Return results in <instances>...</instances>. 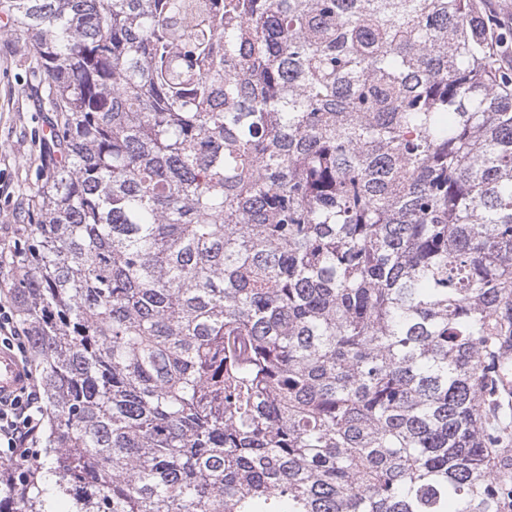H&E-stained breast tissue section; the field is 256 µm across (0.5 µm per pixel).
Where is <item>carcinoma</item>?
<instances>
[{
    "label": "carcinoma",
    "instance_id": "cac0c4a2",
    "mask_svg": "<svg viewBox=\"0 0 512 512\" xmlns=\"http://www.w3.org/2000/svg\"><path fill=\"white\" fill-rule=\"evenodd\" d=\"M57 113L0 512H512V72L477 0H0Z\"/></svg>",
    "mask_w": 512,
    "mask_h": 512
}]
</instances>
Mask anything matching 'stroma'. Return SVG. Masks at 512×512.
<instances>
[{"label": "stroma", "mask_w": 512, "mask_h": 512, "mask_svg": "<svg viewBox=\"0 0 512 512\" xmlns=\"http://www.w3.org/2000/svg\"><path fill=\"white\" fill-rule=\"evenodd\" d=\"M53 119L23 38L0 23V226L28 221L26 189L44 168V130Z\"/></svg>", "instance_id": "stroma-1"}]
</instances>
